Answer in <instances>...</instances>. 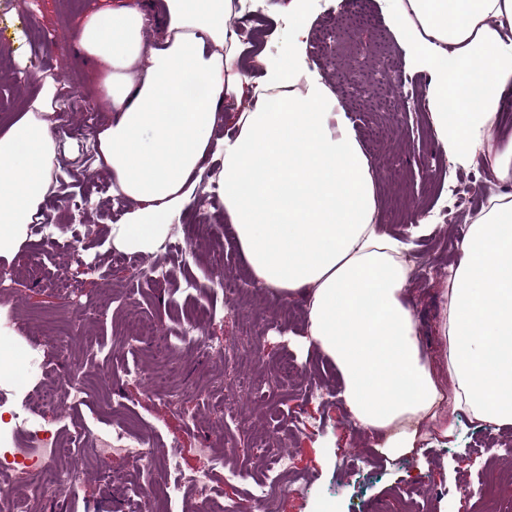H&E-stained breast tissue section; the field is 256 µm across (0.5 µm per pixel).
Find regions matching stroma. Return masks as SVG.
<instances>
[{"instance_id":"obj_1","label":"stroma","mask_w":512,"mask_h":512,"mask_svg":"<svg viewBox=\"0 0 512 512\" xmlns=\"http://www.w3.org/2000/svg\"><path fill=\"white\" fill-rule=\"evenodd\" d=\"M98 0H0V130L7 128L38 95L40 76H52L61 94L76 87L85 97L96 90L95 74L79 50L58 63L47 46L61 32H75L82 15ZM370 25L360 35H342L329 64L320 61L322 34L343 10L341 0H317L304 49L322 80L344 100V112L366 156H377L373 173L378 217L396 234L408 233L420 218L433 230L413 246L415 269L410 303L419 321V339L431 358H440L441 283L461 257L460 244L472 211L481 210L498 188L478 168L452 169L438 141L425 93L426 72L413 67L395 22L382 0H366ZM254 37L238 62L253 67L255 56L287 61L292 51L287 15L247 0L241 16ZM385 42L396 72L397 105L390 112H370L359 89L343 75L369 74L376 59L370 47ZM26 58L35 78L15 80L16 55ZM64 148L57 171H73L77 192L91 199L86 222L89 235L78 234L74 213L57 195L47 197L43 214L51 223L54 246L29 235L16 255L0 256V269L17 272L9 293L0 294V326L18 339L14 349L29 383L13 389L0 382V409L30 417L32 395L79 386L84 397L69 405L41 408L42 419L68 439L58 470L72 475L74 493L51 491L33 501L34 512H96L112 505L123 512H203L196 489L175 482L200 463V449L214 462L210 480L221 503H250L257 484L265 481L264 462L251 452L258 437L281 440L294 463L287 478L303 484L302 495L274 498L273 512H407L406 494L416 490L417 512H491L493 502L512 503V427L499 431L461 414L450 437L432 434L421 454L387 460L374 454L366 431L350 417L339 396L342 384L333 365L304 335V304L285 303L268 291L247 302L225 296L218 278L251 287L249 269L234 236L224 233V209L201 188L197 201L177 218L159 248L156 262L169 271L159 281L122 263L120 251L107 246L114 209L125 200L103 191L106 173L90 178L77 163L90 140L70 137L54 127ZM474 181L470 209L443 220L442 208L458 182ZM212 230L202 233L199 216ZM223 257L214 266L213 254ZM99 264L106 277L87 272ZM79 281L80 305H71L60 279ZM192 289H185V282ZM202 327V337L184 335L187 321ZM148 325L164 328V350L144 335ZM243 346L234 361L208 353L226 337ZM182 399L181 412H170L165 396ZM145 436L152 451L149 464L121 455L100 456L96 437L113 426ZM492 447L498 466L485 469V447Z\"/></svg>"}]
</instances>
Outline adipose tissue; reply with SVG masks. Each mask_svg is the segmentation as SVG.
<instances>
[{
	"label": "adipose tissue",
	"instance_id": "ef3b65f1",
	"mask_svg": "<svg viewBox=\"0 0 512 512\" xmlns=\"http://www.w3.org/2000/svg\"><path fill=\"white\" fill-rule=\"evenodd\" d=\"M454 166L484 165L502 186L468 225L444 283L445 389L421 347L408 300L410 242L386 230L376 183L338 101L301 52L251 81L225 23L235 0H137L85 14L76 45L95 66L110 112L94 134L96 168L132 208L111 225L122 252L157 254L195 200L210 155L224 157L212 192L252 279L303 299L308 342L333 364L351 418L394 458L416 451L426 425L450 435L456 413L512 426V136L494 129L512 91V0H384ZM288 88L277 108L240 113L235 137L213 142L226 97L246 86ZM55 79L0 132V256L17 252L53 190Z\"/></svg>",
	"mask_w": 512,
	"mask_h": 512
}]
</instances>
